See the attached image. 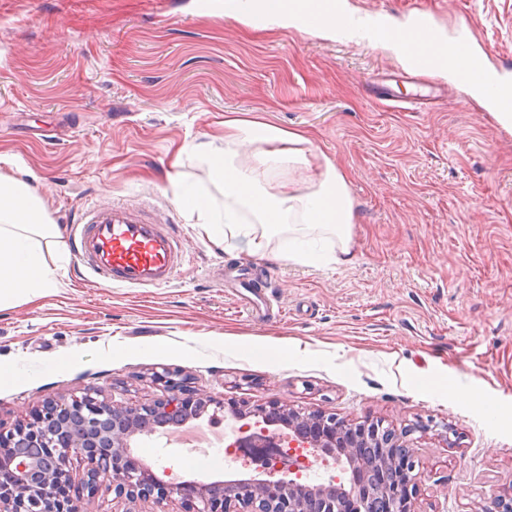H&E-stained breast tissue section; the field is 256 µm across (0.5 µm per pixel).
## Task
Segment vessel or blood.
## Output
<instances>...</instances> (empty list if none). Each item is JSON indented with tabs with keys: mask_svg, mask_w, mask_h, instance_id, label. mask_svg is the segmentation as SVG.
I'll use <instances>...</instances> for the list:
<instances>
[{
	"mask_svg": "<svg viewBox=\"0 0 512 512\" xmlns=\"http://www.w3.org/2000/svg\"><path fill=\"white\" fill-rule=\"evenodd\" d=\"M402 38L413 68H428L440 55H447L450 82L473 89L477 78H484L491 111L504 117L512 115V78L502 70L485 68L471 39L449 42L442 52L416 34L406 32ZM72 246L79 265L106 282L125 287L168 285L181 263L180 241L170 227L153 222L144 212L123 203L78 212Z\"/></svg>",
	"mask_w": 512,
	"mask_h": 512,
	"instance_id": "vessel-or-blood-1",
	"label": "vessel or blood"
}]
</instances>
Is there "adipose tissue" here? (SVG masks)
<instances>
[{"label": "adipose tissue", "instance_id": "obj_1", "mask_svg": "<svg viewBox=\"0 0 512 512\" xmlns=\"http://www.w3.org/2000/svg\"><path fill=\"white\" fill-rule=\"evenodd\" d=\"M308 0H238L230 15L251 27L256 20L278 27H296L335 39L353 34L392 53L401 48L394 26L383 18H354L349 9H337L336 0H324V8L314 17H305ZM248 149L253 167L235 165L240 149ZM208 163L210 179L224 189V231L216 233L212 205L204 194L187 190L175 203L195 215L201 234L216 246L230 247L232 239L248 238L255 255L265 256L262 240L288 224L320 229L336 239L333 249H316L303 235L289 237L279 259L309 266L351 260L352 228L357 222L354 198L347 172L328 155L314 153L309 134L303 130L280 128L262 119L228 118L224 121V142H208L200 148ZM282 164H298L314 170L306 187L295 181L269 192L261 178ZM251 221H243L241 212ZM63 234L49 217L41 199L18 179L0 173V308L51 292L55 287L52 244Z\"/></svg>", "mask_w": 512, "mask_h": 512}]
</instances>
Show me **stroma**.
I'll use <instances>...</instances> for the list:
<instances>
[{
	"label": "stroma",
	"mask_w": 512,
	"mask_h": 512,
	"mask_svg": "<svg viewBox=\"0 0 512 512\" xmlns=\"http://www.w3.org/2000/svg\"><path fill=\"white\" fill-rule=\"evenodd\" d=\"M349 4L402 25L423 14L452 35L472 26L495 65L512 61V0ZM406 70L368 42L246 27L204 0H0V173L59 225L91 205L143 209L174 226L184 254L170 286L115 287L78 268L61 238L56 289L0 309V367L12 373L0 428L90 386L152 403L166 369L203 397L409 429L415 512H481L512 491V132L467 88ZM228 115L309 130L348 171L351 263L277 259L284 230L263 260L246 239L222 250L200 237L174 197L192 187L223 213L198 147L223 137ZM239 270L264 293L261 316L241 308ZM276 346L287 356H265ZM131 448L161 478L263 476L160 433Z\"/></svg>",
	"instance_id": "35a3bbf8"
}]
</instances>
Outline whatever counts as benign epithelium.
Segmentation results:
<instances>
[{"mask_svg":"<svg viewBox=\"0 0 512 512\" xmlns=\"http://www.w3.org/2000/svg\"><path fill=\"white\" fill-rule=\"evenodd\" d=\"M167 397L151 404H114L99 399V387L80 396L45 402L8 431L0 429V512H97L103 492L127 501H152L158 512L177 501L183 512H375L372 487L387 500L386 512H414L418 475L407 432L381 421L349 422L324 412L305 413L276 402L246 404L199 396L190 381L168 371L154 373ZM234 424L235 448H253L257 433L264 448H309L345 458L350 490L336 481L310 489L298 482L250 479L237 483L238 495L198 480L158 479L131 454L135 434L150 435L169 423L186 425L209 406ZM255 418L250 423L248 419ZM87 464L86 495L74 499L72 461ZM109 477L104 484L100 477ZM482 512H512V493L485 498Z\"/></svg>","mask_w":512,"mask_h":512,"instance_id":"obj_1","label":"benign epithelium"}]
</instances>
